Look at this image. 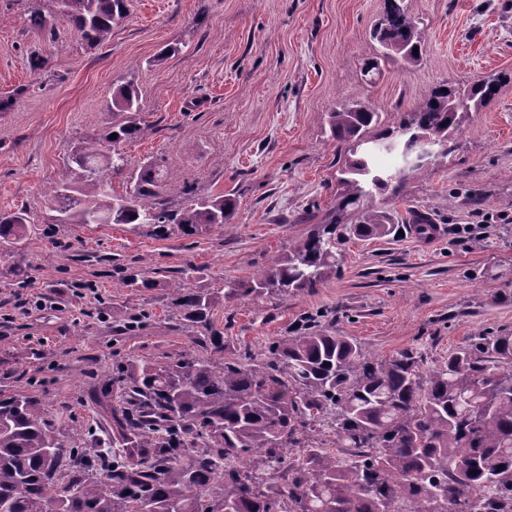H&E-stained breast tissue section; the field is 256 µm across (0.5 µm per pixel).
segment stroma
I'll return each instance as SVG.
<instances>
[{"mask_svg": "<svg viewBox=\"0 0 512 512\" xmlns=\"http://www.w3.org/2000/svg\"><path fill=\"white\" fill-rule=\"evenodd\" d=\"M34 5L48 27L30 26ZM405 6L422 28V62L368 81L385 0H131L97 46L55 0H0V211L22 206L31 218L21 243L0 245V393L31 397L66 447L97 452L114 438L93 399L103 371L120 406L132 385L122 366L211 355L176 313L177 282L212 297L224 354L243 362L309 324L379 360L412 352L424 371L469 337L512 333V0ZM491 74L497 93L456 151L410 178L402 198L378 196L394 234L345 236L335 274L312 290L229 296L306 236L304 212L333 207L336 105L363 98L389 125L436 86ZM130 78L145 125L124 147L132 167L159 163L176 206L187 184L230 195L231 224L158 236L148 225L55 223L48 187L79 143L109 130L112 90ZM413 210L443 225L438 242L422 243ZM134 271L150 286L128 287Z\"/></svg>", "mask_w": 512, "mask_h": 512, "instance_id": "35a3bbf8", "label": "stroma"}]
</instances>
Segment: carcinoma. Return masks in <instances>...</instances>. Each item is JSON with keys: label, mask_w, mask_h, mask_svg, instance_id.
<instances>
[{"label": "carcinoma", "mask_w": 512, "mask_h": 512, "mask_svg": "<svg viewBox=\"0 0 512 512\" xmlns=\"http://www.w3.org/2000/svg\"><path fill=\"white\" fill-rule=\"evenodd\" d=\"M60 13L90 45L112 35L127 0H57ZM380 64L408 69L421 61L417 22L403 0H386L372 34ZM498 77L465 88L440 86L393 125L368 102L350 97L328 114L337 144L336 205L288 253L256 278L229 289L249 297L300 292L336 271L340 230L383 238L393 225L375 195H403L427 172L413 157L430 138L448 157L454 134L496 95ZM133 82L112 94L116 137L80 143L49 195L58 224H148L162 235L175 224L192 235L222 228L234 199L200 196L175 207L152 164L128 170L123 149L143 133ZM399 150L404 165L385 171L376 153ZM128 172L125 193L110 176ZM25 210L0 213V239L22 240ZM183 319L212 332L211 297L181 284L172 289ZM181 356L138 370L127 405L111 408L122 452L108 469L57 439L54 423L23 395L0 397V512H512V334L477 336L429 372L413 354L364 356L347 336L306 328L274 342L268 360ZM329 418L338 448L366 452L340 461L309 431ZM298 448L289 457L285 449ZM260 455L255 462L250 455ZM288 472V483L277 482ZM488 496L479 503L474 493Z\"/></svg>", "instance_id": "cac0c4a2"}]
</instances>
